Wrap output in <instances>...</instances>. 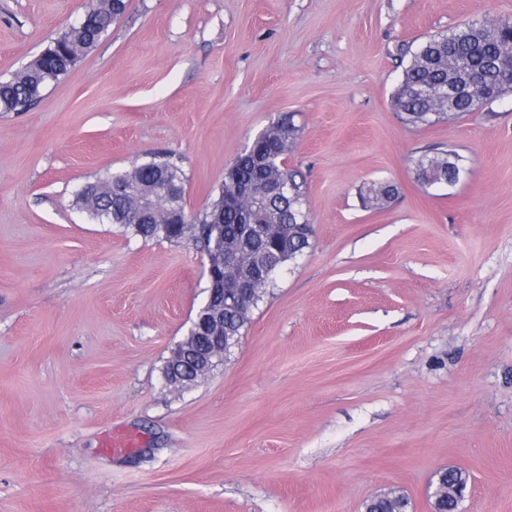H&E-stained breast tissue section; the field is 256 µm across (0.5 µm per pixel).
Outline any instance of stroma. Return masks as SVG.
<instances>
[{"instance_id": "1", "label": "stroma", "mask_w": 512, "mask_h": 512, "mask_svg": "<svg viewBox=\"0 0 512 512\" xmlns=\"http://www.w3.org/2000/svg\"><path fill=\"white\" fill-rule=\"evenodd\" d=\"M87 0H0V76ZM512 0H128L25 112L0 114V512H512V94L413 126L399 49ZM291 118L311 246L200 384L162 368L206 298L192 242L94 222L75 191L163 152L203 211ZM451 149V185L414 162ZM375 183L397 191L364 207ZM117 430L140 444L103 448ZM375 498L371 497L366 506L372 505L373 508L382 509V512H408L410 501L403 492H387L385 498L379 500L377 504H375Z\"/></svg>"}]
</instances>
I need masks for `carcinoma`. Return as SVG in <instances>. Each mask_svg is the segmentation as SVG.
I'll list each match as a JSON object with an SVG mask.
<instances>
[{
  "label": "carcinoma",
  "instance_id": "1",
  "mask_svg": "<svg viewBox=\"0 0 512 512\" xmlns=\"http://www.w3.org/2000/svg\"><path fill=\"white\" fill-rule=\"evenodd\" d=\"M86 28H67L21 69L0 79V112H24L38 103L45 90L62 81L98 45L110 27L112 13L127 7V0H91ZM512 56V19H485L467 24L448 35L426 38L411 52L409 64L394 96V106L407 123L418 126L447 117L482 110L495 96L475 101L465 78L491 90L507 83L499 62ZM464 84L458 96L448 87ZM297 136L295 125L283 117L272 121L225 170L224 181L210 207L185 220L184 171L170 156L154 154L128 169L107 171L74 196L73 205L91 220L101 219L102 204L112 200V223L132 230L144 240L191 241L214 262L221 254L212 250L210 228L216 212L224 225V249L237 255L228 269L233 280L252 283L239 306L224 310V331L243 334L250 312L273 286L277 273L297 260L296 252L310 247L311 224L305 210L304 180L287 167L288 151ZM451 150L425 154L417 159L420 175L450 174ZM271 182L281 194L264 196ZM393 191L380 184L368 189L366 205L381 209ZM146 200L149 207L138 213L132 204ZM272 268L264 279L253 278L257 268ZM367 504L382 512H408L409 498L398 491Z\"/></svg>",
  "mask_w": 512,
  "mask_h": 512
}]
</instances>
